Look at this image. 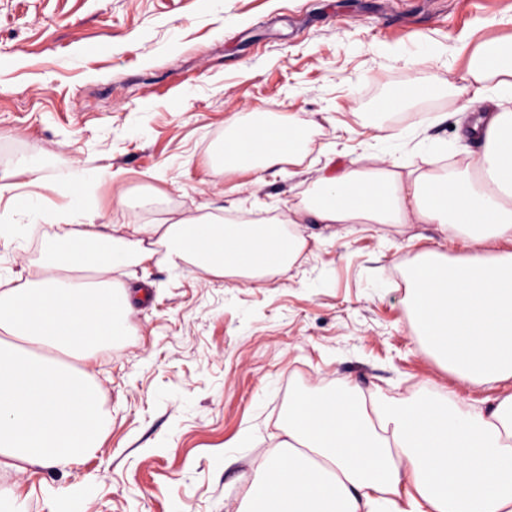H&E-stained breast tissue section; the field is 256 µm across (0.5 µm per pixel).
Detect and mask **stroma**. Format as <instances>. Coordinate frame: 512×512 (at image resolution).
Returning a JSON list of instances; mask_svg holds the SVG:
<instances>
[{
	"label": "stroma",
	"mask_w": 512,
	"mask_h": 512,
	"mask_svg": "<svg viewBox=\"0 0 512 512\" xmlns=\"http://www.w3.org/2000/svg\"><path fill=\"white\" fill-rule=\"evenodd\" d=\"M512 43V0H0V289L41 258L76 171L108 167L84 208L105 224L291 215L318 179L362 153L431 172L484 145L461 137L451 81L481 44ZM431 93L390 107L398 92ZM298 121L290 172H224L237 113ZM22 158L37 162L19 173ZM285 274L213 277L153 260L118 272L125 336L83 367L101 388L99 450L59 469H0L27 512H238L283 438L300 389L344 380L401 399L449 393L484 407L512 380L457 377L417 334L407 268L425 250L470 254L433 224H314ZM249 441H242V432Z\"/></svg>",
	"instance_id": "stroma-1"
}]
</instances>
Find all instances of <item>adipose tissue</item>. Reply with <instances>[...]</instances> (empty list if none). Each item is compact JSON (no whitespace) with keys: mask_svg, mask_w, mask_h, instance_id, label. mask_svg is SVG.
<instances>
[{"mask_svg":"<svg viewBox=\"0 0 512 512\" xmlns=\"http://www.w3.org/2000/svg\"><path fill=\"white\" fill-rule=\"evenodd\" d=\"M492 103L465 116L483 152L452 171L400 173L354 158L322 177L302 211L317 224L438 225L472 249L455 264L434 251L407 270L419 335L460 378L512 379V49L486 42L468 66ZM307 145L285 116L237 115L220 154L225 168L301 164ZM53 227L40 261L0 290V468L81 463L99 446L100 391L79 366L123 336L128 291L114 272L149 262L157 247L177 267L217 277L288 272L304 238L281 223L176 220L128 224L112 234L80 208L38 213ZM285 438L265 461L239 512H512V392L485 408L450 396L393 399L339 382L294 395Z\"/></svg>","mask_w":512,"mask_h":512,"instance_id":"1","label":"adipose tissue"}]
</instances>
